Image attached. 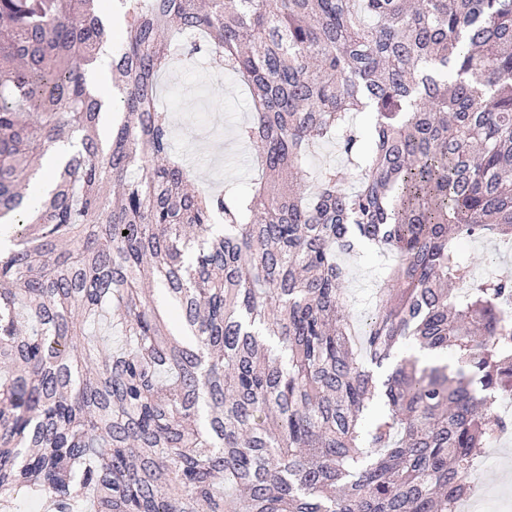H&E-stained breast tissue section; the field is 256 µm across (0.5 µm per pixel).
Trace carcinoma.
I'll return each mask as SVG.
<instances>
[{
  "label": "carcinoma",
  "mask_w": 512,
  "mask_h": 512,
  "mask_svg": "<svg viewBox=\"0 0 512 512\" xmlns=\"http://www.w3.org/2000/svg\"><path fill=\"white\" fill-rule=\"evenodd\" d=\"M97 2L0 0V512L21 493L48 512H450L512 429V280L472 279L455 246L512 239V0H115L106 149ZM177 57L249 87L251 198L190 188L172 156L156 98ZM329 137L358 184L328 167L301 188ZM68 140L33 216L24 189ZM363 244L396 264L358 343L336 252ZM112 305L106 352L89 326ZM410 342L432 358L398 359ZM110 43H107L104 47H102L98 54V59L96 61L95 67L92 70V74L90 76L91 79V89L93 94L98 96L102 102V120H101V133H105L112 126V112H116L115 104L113 103L114 96L112 94L111 86H112V72L110 70V78L109 71L107 67L108 57L111 53L109 48ZM111 81V84H110Z\"/></svg>",
  "instance_id": "obj_1"
}]
</instances>
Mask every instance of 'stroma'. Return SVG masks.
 <instances>
[{
    "mask_svg": "<svg viewBox=\"0 0 512 512\" xmlns=\"http://www.w3.org/2000/svg\"><path fill=\"white\" fill-rule=\"evenodd\" d=\"M159 104L169 112L174 153L191 170L199 186L243 197L261 178L253 149L236 137L239 126L251 122L254 109L247 87L232 75L202 62L194 68L173 66L159 77ZM344 171L347 182L358 175L356 160L342 154L335 140H327L310 152L303 166L314 176L326 166ZM475 280L512 278V252L500 247L493 234L461 247ZM346 297L356 325L373 315V298L395 264L392 253L369 247L343 256ZM487 463L476 481L485 493L479 512H512V482H504L505 468H512V436L492 444Z\"/></svg>",
    "mask_w": 512,
    "mask_h": 512,
    "instance_id": "1",
    "label": "stroma"
}]
</instances>
